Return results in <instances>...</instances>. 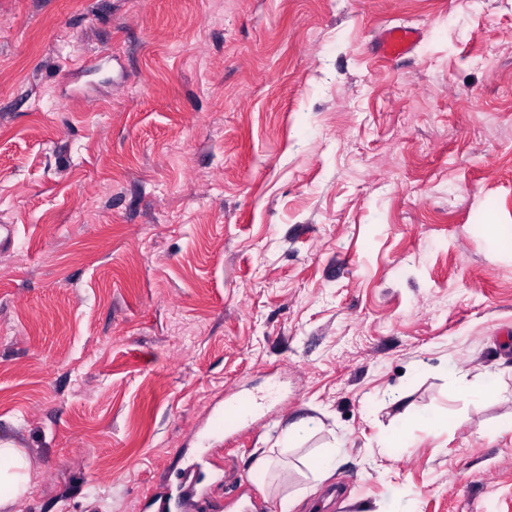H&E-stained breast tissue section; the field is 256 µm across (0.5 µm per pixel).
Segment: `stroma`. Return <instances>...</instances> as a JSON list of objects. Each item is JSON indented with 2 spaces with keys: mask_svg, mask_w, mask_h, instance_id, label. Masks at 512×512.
<instances>
[{
  "mask_svg": "<svg viewBox=\"0 0 512 512\" xmlns=\"http://www.w3.org/2000/svg\"><path fill=\"white\" fill-rule=\"evenodd\" d=\"M2 224L4 512H512V0H0ZM420 38V31L412 27H386L379 38L378 56L386 60L401 59L413 52ZM29 463L17 448L0 445V508L30 489Z\"/></svg>",
  "mask_w": 512,
  "mask_h": 512,
  "instance_id": "obj_1",
  "label": "stroma"
}]
</instances>
